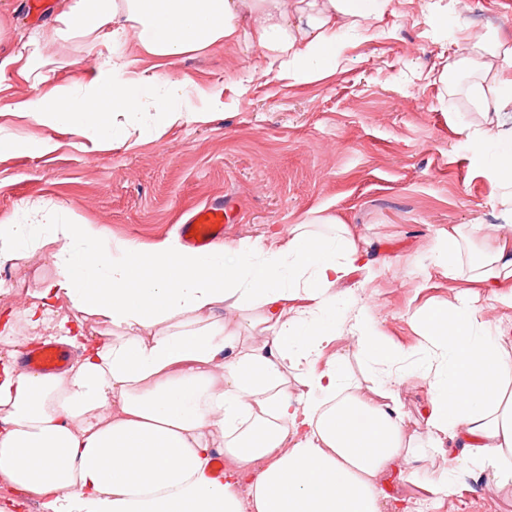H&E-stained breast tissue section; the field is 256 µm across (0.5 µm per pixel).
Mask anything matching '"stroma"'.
<instances>
[{"instance_id": "1", "label": "stroma", "mask_w": 512, "mask_h": 512, "mask_svg": "<svg viewBox=\"0 0 512 512\" xmlns=\"http://www.w3.org/2000/svg\"><path fill=\"white\" fill-rule=\"evenodd\" d=\"M30 0H0L14 48L50 27L53 7L40 17ZM429 0H392L370 26L346 30L335 73L296 82L264 74L259 51L217 45L165 62L142 55L136 40L113 44L110 29L96 39L41 43L37 61L50 84L90 78L121 52L137 70L186 78L223 90L224 109L206 123L162 128L159 137L87 151L83 138L0 115L22 137L51 138L53 150L0 157V215L27 201L63 206L114 238L137 245L178 239L188 211L221 200L234 220L223 242L234 246L268 229L332 216L368 241L375 257L370 278L354 274L349 287L373 310L381 339L413 351L414 314L454 301L462 285L434 266L438 234L452 224L507 223L490 203L494 185L474 160L461 122L479 124L467 88L512 80L495 59L468 62L485 31L512 48V0H442L448 29L423 21ZM447 69V83L433 73ZM54 245L37 259L0 264V308L22 309L56 273ZM385 493L405 499L407 512H512V489L463 477L452 501L429 498L415 486L381 480Z\"/></svg>"}]
</instances>
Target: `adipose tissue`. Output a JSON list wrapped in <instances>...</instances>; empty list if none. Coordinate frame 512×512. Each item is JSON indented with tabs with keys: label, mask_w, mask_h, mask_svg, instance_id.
Masks as SVG:
<instances>
[{
	"label": "adipose tissue",
	"mask_w": 512,
	"mask_h": 512,
	"mask_svg": "<svg viewBox=\"0 0 512 512\" xmlns=\"http://www.w3.org/2000/svg\"><path fill=\"white\" fill-rule=\"evenodd\" d=\"M391 0H61L44 36L112 40L134 35L142 54L170 61L217 44L259 50L267 71L301 81L335 71L342 27L382 18ZM32 57L0 50V74L33 82L25 101H1L92 146L161 125L206 122L223 92L134 72L116 58L87 82L47 86ZM484 119L466 132L510 216L501 234L449 226L432 262L512 309V84L476 86ZM31 222L0 216V262L56 246L57 272L22 316L0 312V478L42 498L44 512H398L380 490L388 472L453 499L462 474L512 488V328L492 325L474 299L415 314L419 343L385 344L369 306L346 302L345 284L369 270L364 241L336 218L265 233L234 249L117 241L81 216L37 202ZM94 317L93 340L64 328L78 349L62 373L20 367L17 318L43 324L59 301ZM226 319H216L217 309ZM246 319L248 334L234 326ZM355 336L371 377L328 354ZM426 381L425 440L410 429L394 389ZM444 468L435 469V460Z\"/></svg>",
	"instance_id": "1"
}]
</instances>
